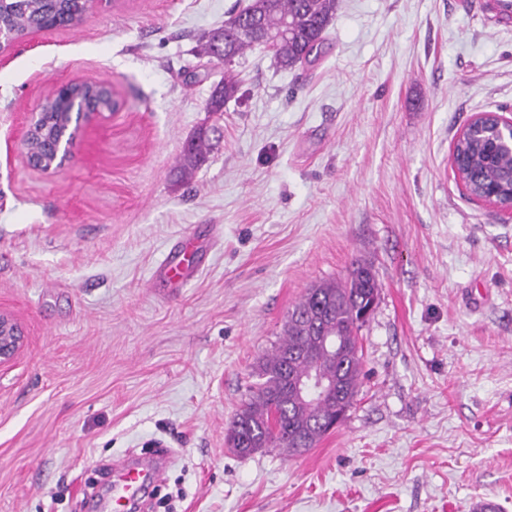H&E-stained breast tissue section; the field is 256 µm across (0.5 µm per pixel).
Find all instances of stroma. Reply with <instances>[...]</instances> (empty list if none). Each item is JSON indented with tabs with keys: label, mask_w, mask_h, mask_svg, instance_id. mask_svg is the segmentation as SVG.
Segmentation results:
<instances>
[{
	"label": "stroma",
	"mask_w": 512,
	"mask_h": 512,
	"mask_svg": "<svg viewBox=\"0 0 512 512\" xmlns=\"http://www.w3.org/2000/svg\"><path fill=\"white\" fill-rule=\"evenodd\" d=\"M247 0H113L0 59V512H97L102 464L163 440L151 512H512V222L451 164L512 113V19L480 0H341L319 59L256 49L223 113L199 38ZM110 83L62 172L20 131L52 86ZM216 127L187 180V140ZM190 239L186 280L152 279ZM373 263L361 386L299 456L240 457L229 420L311 285ZM25 340L22 326L12 317L0 313V365L12 361Z\"/></svg>",
	"instance_id": "obj_1"
}]
</instances>
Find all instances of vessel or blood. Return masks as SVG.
Listing matches in <instances>:
<instances>
[{
	"label": "vessel or blood",
	"mask_w": 512,
	"mask_h": 512,
	"mask_svg": "<svg viewBox=\"0 0 512 512\" xmlns=\"http://www.w3.org/2000/svg\"><path fill=\"white\" fill-rule=\"evenodd\" d=\"M191 255L189 246L172 247L158 269L159 276L166 279L184 277ZM168 458V451L158 448L150 458L116 463L103 504L105 512H133L146 486L161 479Z\"/></svg>",
	"instance_id": "vessel-or-blood-1"
}]
</instances>
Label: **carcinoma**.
<instances>
[{
  "label": "carcinoma",
  "instance_id": "carcinoma-1",
  "mask_svg": "<svg viewBox=\"0 0 512 512\" xmlns=\"http://www.w3.org/2000/svg\"><path fill=\"white\" fill-rule=\"evenodd\" d=\"M340 0H249L224 21V27L204 37V54L224 62V82L217 85L207 111L222 112L239 88L236 59L266 44L273 36L274 56L285 69L316 61L324 34L336 16ZM85 4L79 0H0V28L6 31L33 27L51 14L81 23ZM288 36L281 37L283 25ZM77 116L55 105L40 119L38 133L26 145L32 157L52 160L48 144L70 135ZM495 118L487 115L463 133L455 147L457 175L468 196L475 199L493 189L502 202L512 192V147L487 133ZM211 147L207 131L188 140L178 160L181 176L202 165ZM379 283L373 266L357 259L345 280H327L311 288L288 313L279 343L258 365L249 398L231 418L227 440L243 457L282 448L300 455L315 447L330 431V423L352 407L360 388L363 349L358 331L361 315L377 303ZM317 368L336 380V391L315 402L292 394L293 381Z\"/></svg>",
  "mask_w": 512,
  "mask_h": 512
}]
</instances>
